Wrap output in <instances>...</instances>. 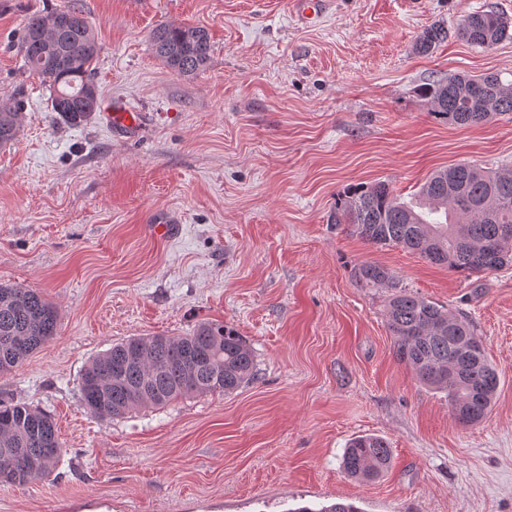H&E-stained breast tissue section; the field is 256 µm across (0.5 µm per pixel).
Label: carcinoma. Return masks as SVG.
I'll list each match as a JSON object with an SVG mask.
<instances>
[{"label":"carcinoma","mask_w":512,"mask_h":512,"mask_svg":"<svg viewBox=\"0 0 512 512\" xmlns=\"http://www.w3.org/2000/svg\"><path fill=\"white\" fill-rule=\"evenodd\" d=\"M457 35L474 47L491 48L512 39V22L496 12L465 16ZM448 40V28L434 25L416 41L428 53ZM154 54L172 72L192 76L212 54L211 37L199 26L160 24L151 32ZM99 44L91 22L75 8H59L25 19L20 52L25 70L51 92V111L71 125L89 121L100 104L85 112V88L94 81ZM432 114L451 125H476L512 113V81L496 73L472 78L450 74L417 90ZM21 104L0 103V146L19 131ZM331 222L349 224L377 247H400L435 265L469 277L512 264V167L495 171L470 163L439 170L409 202L380 181L336 195ZM361 288H388L385 319L396 360L426 386L447 393L458 423L482 421L500 379L483 341L467 323L435 301L404 289L387 268L355 267ZM57 307L34 289L0 286V373L19 366L57 336ZM254 350L231 326L204 322L186 336H133L91 358L80 373L81 406L100 418H117L146 407L164 408L191 396L231 394L254 380ZM65 454L52 415L22 402L0 399V473L23 487L49 478ZM387 443L359 436L344 449V473L361 480L381 477L390 467ZM289 512H362L340 499L319 509Z\"/></svg>","instance_id":"carcinoma-1"}]
</instances>
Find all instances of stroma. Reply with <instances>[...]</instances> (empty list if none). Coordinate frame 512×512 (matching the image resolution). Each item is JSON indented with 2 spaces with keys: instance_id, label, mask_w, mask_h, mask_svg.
Masks as SVG:
<instances>
[{
  "instance_id": "obj_1",
  "label": "stroma",
  "mask_w": 512,
  "mask_h": 512,
  "mask_svg": "<svg viewBox=\"0 0 512 512\" xmlns=\"http://www.w3.org/2000/svg\"><path fill=\"white\" fill-rule=\"evenodd\" d=\"M73 6L95 25L101 99L145 113L139 139L100 118L56 120L23 69L24 18ZM512 18V0H328L308 25L291 0H0V100L25 106L0 147V284L53 302L58 336L12 372L0 397L54 416L65 454L45 481L0 483V512H292L340 498L363 512H512V266L467 277L328 221L336 195L380 181L410 198L458 163L512 167V114L452 126L420 100L450 74L512 80V40L427 28L467 14ZM208 29L204 71L155 56L160 24ZM156 224H174L161 239ZM385 265L482 339L500 383L485 419L461 426L393 353ZM233 326L258 361L230 395L191 397L102 420L80 404L85 362L131 336ZM388 444L375 481L341 469L350 439ZM445 41H448V28L442 25H434L418 37L416 50L419 53H428Z\"/></svg>"
}]
</instances>
